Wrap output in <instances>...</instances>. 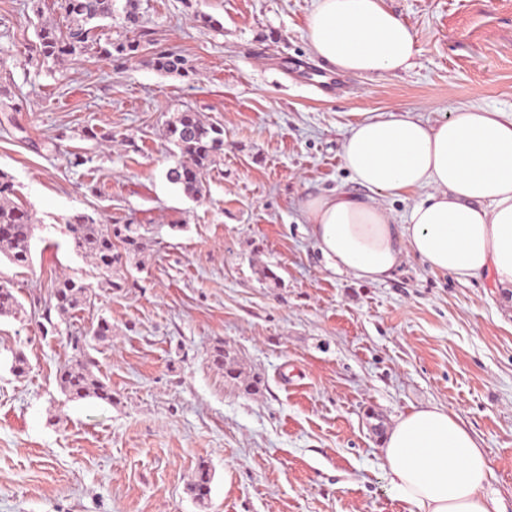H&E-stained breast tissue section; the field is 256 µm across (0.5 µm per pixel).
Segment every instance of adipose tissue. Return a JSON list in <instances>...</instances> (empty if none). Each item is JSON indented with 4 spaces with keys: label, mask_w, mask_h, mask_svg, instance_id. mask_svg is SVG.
<instances>
[{
    "label": "adipose tissue",
    "mask_w": 512,
    "mask_h": 512,
    "mask_svg": "<svg viewBox=\"0 0 512 512\" xmlns=\"http://www.w3.org/2000/svg\"><path fill=\"white\" fill-rule=\"evenodd\" d=\"M306 38L314 57L356 75L399 73L419 52L382 0H316ZM342 164L362 186L409 208L399 223L339 188L301 201L328 268L382 282L409 251L432 271L485 276L512 291L511 112L460 108L436 122L408 110L367 117L351 124ZM382 459L403 512H505L487 492L484 453L445 407L399 416Z\"/></svg>",
    "instance_id": "adipose-tissue-1"
}]
</instances>
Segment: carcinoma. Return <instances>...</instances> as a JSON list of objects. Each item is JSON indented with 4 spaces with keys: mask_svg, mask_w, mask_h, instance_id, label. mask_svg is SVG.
<instances>
[{
    "mask_svg": "<svg viewBox=\"0 0 512 512\" xmlns=\"http://www.w3.org/2000/svg\"><path fill=\"white\" fill-rule=\"evenodd\" d=\"M115 0H59L60 8L71 20L67 31L45 26L39 32L38 55L44 59L60 56H79L91 48L104 59L113 54L133 56L138 50L136 43H112L103 45L95 38L93 22L112 17ZM154 67L162 72L185 75L192 66L188 60L173 51H160L153 58ZM167 133L172 143L187 158L167 171L168 181L181 187L184 192L198 196L202 191L204 172L215 163L224 151V130L204 122L196 112H179L167 122ZM14 184L0 171V254L10 263L26 268L31 261L32 222L29 211L11 200ZM74 250L92 261L99 283L106 288H119L118 280L124 275V267L130 256L141 250L143 234L139 224H98L89 216L76 213L65 224ZM92 293L81 279L70 275L55 280L50 301L42 314L40 327L43 335L57 332L52 313L64 315L77 310L91 301ZM22 308L11 288L0 286V314H16ZM74 363L60 369L58 384L71 399L96 398L112 403V389L93 372L95 362L88 357L86 338L69 337ZM215 365L224 369L225 377H240L238 364L230 351L217 346L212 351ZM209 467L199 465L191 492L200 500L210 493Z\"/></svg>",
    "mask_w": 512,
    "mask_h": 512,
    "instance_id": "1",
    "label": "carcinoma"
}]
</instances>
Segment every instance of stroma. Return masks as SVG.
<instances>
[{
	"label": "stroma",
	"instance_id": "stroma-1",
	"mask_svg": "<svg viewBox=\"0 0 512 512\" xmlns=\"http://www.w3.org/2000/svg\"><path fill=\"white\" fill-rule=\"evenodd\" d=\"M384 4L416 36L413 66L325 86L306 40L314 0H116L97 35L138 43L134 57L41 63L40 27L68 18L53 0H0V171L33 222L29 267L0 257V285L22 303L0 316V512H402L381 446L396 417L430 403L471 432L489 494L512 506V301L413 255L380 283L332 271L298 212L337 187L369 197L341 163L360 119L512 111V0ZM161 50L192 72L156 70ZM186 110L224 130L197 197L166 178L180 158L166 123ZM76 212L145 225L129 286H95L64 233ZM64 274L92 284V300L45 337ZM102 319L112 337L88 352L115 401L69 399L67 337ZM220 344L241 381L213 364Z\"/></svg>",
	"mask_w": 512,
	"mask_h": 512
}]
</instances>
